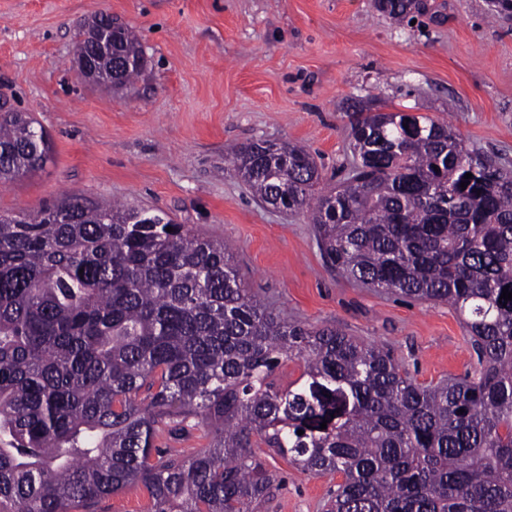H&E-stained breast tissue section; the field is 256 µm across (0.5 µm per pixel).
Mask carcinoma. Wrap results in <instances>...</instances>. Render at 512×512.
Returning a JSON list of instances; mask_svg holds the SVG:
<instances>
[{
    "label": "carcinoma",
    "instance_id": "obj_1",
    "mask_svg": "<svg viewBox=\"0 0 512 512\" xmlns=\"http://www.w3.org/2000/svg\"><path fill=\"white\" fill-rule=\"evenodd\" d=\"M374 6L397 24L423 11ZM99 23L112 53L84 26L78 47L130 90L141 45L112 15ZM348 138L353 160L329 190L287 142L271 158L233 145L224 171L307 216L346 279L457 310L474 371L418 384L387 348L274 315L223 240L67 194L0 214V512H90L133 485L149 512H252L276 482L255 437L304 473L342 476L326 512H512V174L411 112L362 107ZM51 152L46 130L1 100L0 183ZM285 359L303 370L280 388ZM193 430L207 446L157 445Z\"/></svg>",
    "mask_w": 512,
    "mask_h": 512
}]
</instances>
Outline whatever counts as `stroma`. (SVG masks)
I'll return each mask as SVG.
<instances>
[{
  "label": "stroma",
  "mask_w": 512,
  "mask_h": 512,
  "mask_svg": "<svg viewBox=\"0 0 512 512\" xmlns=\"http://www.w3.org/2000/svg\"><path fill=\"white\" fill-rule=\"evenodd\" d=\"M426 4L396 25L373 0H0V97L52 142L41 171L0 185V213L67 193L166 212L231 243L244 287L282 318L390 348L423 385L465 375L476 355L453 308L347 280L306 217L261 204L224 171L227 144L290 142L332 188L360 101L447 119L512 171V13L491 17L488 0ZM102 12L136 30L148 59L127 93L73 66L78 26ZM257 454L278 486L254 512H324L335 478Z\"/></svg>",
  "instance_id": "obj_1"
}]
</instances>
